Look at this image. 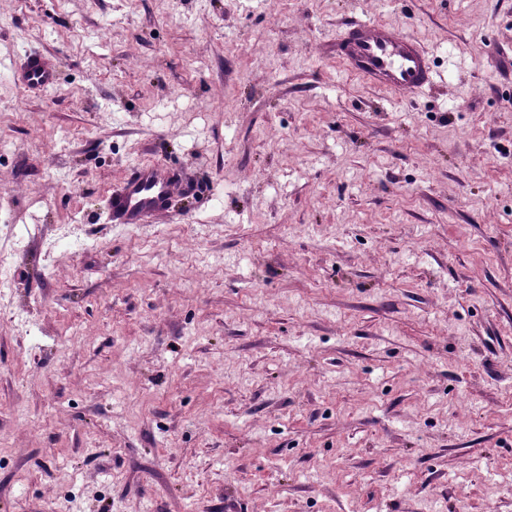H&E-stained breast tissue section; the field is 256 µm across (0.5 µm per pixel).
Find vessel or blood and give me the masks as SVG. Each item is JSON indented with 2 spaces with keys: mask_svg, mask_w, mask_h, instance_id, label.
<instances>
[{
  "mask_svg": "<svg viewBox=\"0 0 512 512\" xmlns=\"http://www.w3.org/2000/svg\"><path fill=\"white\" fill-rule=\"evenodd\" d=\"M336 56L351 74L396 94L421 92L435 78L428 54L412 35L375 21L348 25L336 42ZM13 70L20 83L30 89L57 81L54 64L37 53L26 54ZM179 185V172L165 164L136 166L109 196L113 223L142 224L169 213Z\"/></svg>",
  "mask_w": 512,
  "mask_h": 512,
  "instance_id": "vessel-or-blood-1",
  "label": "vessel or blood"
}]
</instances>
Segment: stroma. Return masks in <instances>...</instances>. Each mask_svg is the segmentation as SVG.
Instances as JSON below:
<instances>
[{
  "instance_id": "stroma-1",
  "label": "stroma",
  "mask_w": 512,
  "mask_h": 512,
  "mask_svg": "<svg viewBox=\"0 0 512 512\" xmlns=\"http://www.w3.org/2000/svg\"><path fill=\"white\" fill-rule=\"evenodd\" d=\"M0 258V512H512V0H0ZM336 57L351 74L396 94L421 92L435 78L430 57L412 35L375 21L348 25ZM12 69L20 83L29 89H41L57 81L54 64L38 53L26 54ZM179 185V172L165 164L146 162L136 166L109 196L112 222L142 224L168 214Z\"/></svg>"
}]
</instances>
